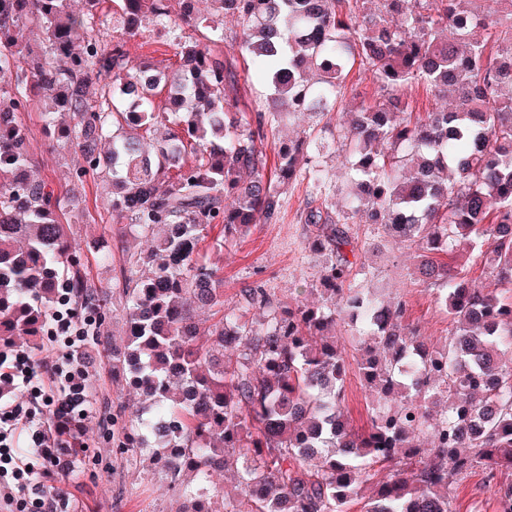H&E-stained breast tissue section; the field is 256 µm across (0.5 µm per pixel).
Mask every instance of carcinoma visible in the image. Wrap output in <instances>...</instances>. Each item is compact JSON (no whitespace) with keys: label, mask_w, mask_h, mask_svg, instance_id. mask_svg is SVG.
I'll use <instances>...</instances> for the list:
<instances>
[{"label":"carcinoma","mask_w":512,"mask_h":512,"mask_svg":"<svg viewBox=\"0 0 512 512\" xmlns=\"http://www.w3.org/2000/svg\"><path fill=\"white\" fill-rule=\"evenodd\" d=\"M71 2L0 0V344L44 335L65 293L99 320L112 305L60 219L73 196L31 175L21 113L39 100L44 134L82 160L72 187L111 172L112 222L151 241L118 280L128 345L116 375L147 403L112 419L119 453L151 450L178 490L192 473L189 512H347L377 466L386 475L362 512H453L449 485L475 469L512 512V301L464 270L479 263L512 292V0ZM214 15L236 19L239 54L271 90L254 112L237 106V60L216 50ZM155 31L177 65L132 59L129 44ZM356 65L377 95L349 124L319 126ZM415 87L453 95L455 110L416 111ZM294 114L315 122L273 141L270 172L265 140ZM338 151L341 185L323 166ZM298 180L324 197L304 216L318 300L282 302L253 283L224 304L219 262L199 245L218 224L227 245L275 222ZM362 213L415 249L448 346L404 323V301L355 287L367 272L348 258L360 250L349 225ZM197 308L215 316L203 339ZM338 327L369 393L361 431L343 410ZM231 460L238 492L218 502L214 477Z\"/></svg>","instance_id":"cac0c4a2"}]
</instances>
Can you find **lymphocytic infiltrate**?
Segmentation results:
<instances>
[{
  "label": "lymphocytic infiltrate",
  "instance_id": "1",
  "mask_svg": "<svg viewBox=\"0 0 512 512\" xmlns=\"http://www.w3.org/2000/svg\"><path fill=\"white\" fill-rule=\"evenodd\" d=\"M75 311L59 302L47 337L66 350L54 359L16 350L0 355V381L20 389L22 401H0V503L12 506L14 490L30 488L32 512H57L54 496L37 479L68 475L84 447L85 423L93 410V391L82 361L85 335Z\"/></svg>",
  "mask_w": 512,
  "mask_h": 512
}]
</instances>
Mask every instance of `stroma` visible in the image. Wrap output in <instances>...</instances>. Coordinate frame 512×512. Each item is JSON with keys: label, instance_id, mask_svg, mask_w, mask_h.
<instances>
[{"label": "stroma", "instance_id": "35a3bbf8", "mask_svg": "<svg viewBox=\"0 0 512 512\" xmlns=\"http://www.w3.org/2000/svg\"><path fill=\"white\" fill-rule=\"evenodd\" d=\"M23 119L32 130L34 175L45 180L55 195H62L76 157L46 137L37 108H30ZM107 187V178L88 180L73 206L74 212L88 214L79 226L77 249L90 278L101 287L114 284L124 254L145 245L140 235L113 223ZM284 192L286 205L275 223L257 225L248 237L225 249V304H235L240 289L253 282L284 301L315 284L320 267L305 251L309 229L301 216L307 208L321 206L322 200L304 182L290 184ZM352 234L358 242L370 244L368 251L357 255L368 270L363 287L388 299L404 300L406 322L418 325L433 343L444 344L448 317L438 309L432 287L413 275L411 249L381 238L371 224L353 225ZM126 334L125 320L116 312L101 333L87 338L83 364L93 389L94 409L77 473L45 484L47 493L59 498L57 512H181L184 506L183 496L170 488L159 467L143 456L118 455L112 446L113 417L137 405L135 393L124 380L112 376V363L124 351ZM450 496L455 512H498L496 488L482 471L454 482Z\"/></svg>", "mask_w": 512, "mask_h": 512}]
</instances>
